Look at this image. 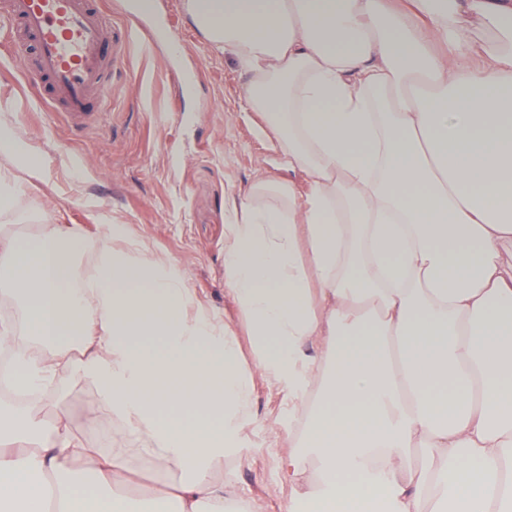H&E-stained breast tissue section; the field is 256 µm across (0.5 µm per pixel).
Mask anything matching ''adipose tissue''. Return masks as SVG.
<instances>
[{
  "label": "adipose tissue",
  "instance_id": "obj_1",
  "mask_svg": "<svg viewBox=\"0 0 512 512\" xmlns=\"http://www.w3.org/2000/svg\"><path fill=\"white\" fill-rule=\"evenodd\" d=\"M307 183L229 199L237 325L117 224L17 208L43 156L0 121V344L19 389H94L112 450L0 401V512H253L256 366L297 406L280 512H512V0H183ZM96 248L93 268L73 259ZM145 468L150 494L118 484Z\"/></svg>",
  "mask_w": 512,
  "mask_h": 512
}]
</instances>
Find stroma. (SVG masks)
<instances>
[{
    "mask_svg": "<svg viewBox=\"0 0 512 512\" xmlns=\"http://www.w3.org/2000/svg\"><path fill=\"white\" fill-rule=\"evenodd\" d=\"M153 14L170 22L171 41L142 49L133 43L124 68L112 75L110 97L96 123L78 126L42 105L47 86L30 76L33 54L17 55L0 31L1 115L46 170L36 179L20 174L19 210L48 199L52 219L73 224L95 239L98 224L125 226L173 265L193 288L203 309L228 323L237 309L224 287V224L228 197L255 178L292 182L305 193L304 176L288 168L280 145L243 102L245 78L233 61L212 51L186 16L182 0H153ZM193 76L181 90V73ZM37 408L64 409L75 433L96 440L86 419L92 387L66 382L50 388ZM287 392L254 380L255 420L234 474L242 499L261 512H279L287 497L281 464L288 453ZM100 424L112 416L98 408Z\"/></svg>",
    "mask_w": 512,
    "mask_h": 512,
    "instance_id": "1",
    "label": "stroma"
}]
</instances>
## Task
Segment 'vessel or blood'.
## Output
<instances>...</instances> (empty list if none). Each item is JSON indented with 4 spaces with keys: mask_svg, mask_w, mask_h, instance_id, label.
<instances>
[{
    "mask_svg": "<svg viewBox=\"0 0 512 512\" xmlns=\"http://www.w3.org/2000/svg\"><path fill=\"white\" fill-rule=\"evenodd\" d=\"M0 23L16 52L33 47V73L46 81L54 111L85 125L96 121L134 32L151 44L166 36L162 25L108 26L96 0H0Z\"/></svg>",
    "mask_w": 512,
    "mask_h": 512,
    "instance_id": "1",
    "label": "vessel or blood"
}]
</instances>
